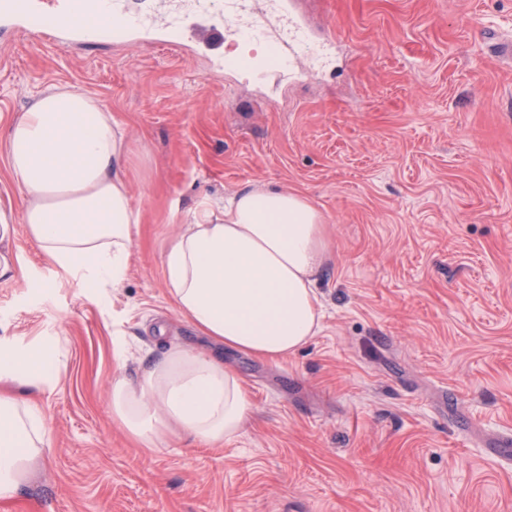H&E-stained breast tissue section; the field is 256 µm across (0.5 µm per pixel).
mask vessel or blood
<instances>
[{"instance_id": "obj_1", "label": "vessel or blood", "mask_w": 512, "mask_h": 512, "mask_svg": "<svg viewBox=\"0 0 512 512\" xmlns=\"http://www.w3.org/2000/svg\"><path fill=\"white\" fill-rule=\"evenodd\" d=\"M248 9L249 0H203L191 14L161 16L154 0H0V28L38 26L54 46L65 49L112 42L216 49L230 32L231 16ZM245 36L264 38L272 55L285 62L320 49L293 13L291 0H279L276 16H256Z\"/></svg>"}]
</instances>
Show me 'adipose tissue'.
I'll list each match as a JSON object with an SVG mask.
<instances>
[{
	"label": "adipose tissue",
	"mask_w": 512,
	"mask_h": 512,
	"mask_svg": "<svg viewBox=\"0 0 512 512\" xmlns=\"http://www.w3.org/2000/svg\"><path fill=\"white\" fill-rule=\"evenodd\" d=\"M131 147L111 112L75 88L43 92L11 125L9 171L44 257L78 286L118 288L139 223L122 167ZM329 248L319 210L264 185L197 211L164 255L168 293L199 336L118 361L112 415L145 446L176 436L220 443L244 434L250 392L220 354L279 361L321 330L317 286ZM66 366L56 350L0 344V499L17 495L50 449L36 397Z\"/></svg>",
	"instance_id": "obj_1"
}]
</instances>
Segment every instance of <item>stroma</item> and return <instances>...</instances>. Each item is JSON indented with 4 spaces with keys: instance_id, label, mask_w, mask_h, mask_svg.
Masks as SVG:
<instances>
[{
    "instance_id": "obj_1",
    "label": "stroma",
    "mask_w": 512,
    "mask_h": 512,
    "mask_svg": "<svg viewBox=\"0 0 512 512\" xmlns=\"http://www.w3.org/2000/svg\"><path fill=\"white\" fill-rule=\"evenodd\" d=\"M322 61L215 73L207 55L128 43L69 53L0 41V144L46 90L112 112L140 211L122 288H80L14 226L0 341L52 340L67 368L41 402L52 451L0 512H512V0H295ZM265 184L303 194L329 241L322 330L271 363L224 361L251 390L245 435L147 453L112 418L118 359L191 336L167 244L203 204Z\"/></svg>"
}]
</instances>
